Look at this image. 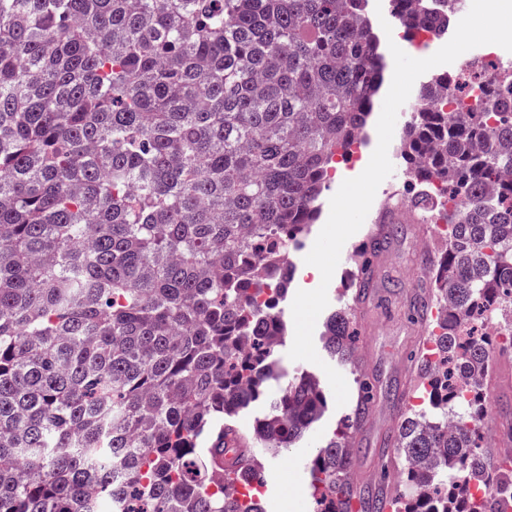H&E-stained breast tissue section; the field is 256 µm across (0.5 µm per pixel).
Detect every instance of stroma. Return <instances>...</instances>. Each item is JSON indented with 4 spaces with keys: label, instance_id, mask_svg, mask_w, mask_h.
Listing matches in <instances>:
<instances>
[{
    "label": "stroma",
    "instance_id": "1",
    "mask_svg": "<svg viewBox=\"0 0 512 512\" xmlns=\"http://www.w3.org/2000/svg\"><path fill=\"white\" fill-rule=\"evenodd\" d=\"M411 104H404L397 117L394 134L388 149L393 173L376 193L362 227L342 248L340 262L328 286L329 310L342 308L350 300L351 280L358 270L359 250L375 227L386 204V191L403 193L408 182L400 154L404 127L411 115ZM378 136L375 126H368L365 143L358 153L340 161L336 175L321 198L322 207L316 225L302 240L299 249L290 251L289 259L295 267H302L326 223L329 201L343 180L358 176L366 167ZM448 247L444 236L434 233L431 225L423 222L400 224L397 235L380 254L374 267V288L368 302L355 312L353 320L356 336L355 350L346 362L331 358L324 348L323 323H316L313 342L323 361L339 369L344 376L349 398L345 405L328 404L323 417L293 448L271 455L258 453L264 474L271 488L265 503L267 512H312L311 473L309 457L315 448L323 446L333 435L345 416L350 415L361 397L360 380H367L372 388V406L364 422L353 431L351 446L353 464L349 470L351 484L361 492L374 496L388 495L400 498L403 487L399 481L402 459L387 439L401 422L412 399L419 392L422 377V358L426 352L428 323L418 321L410 308V301L419 291L428 273L424 259L443 253ZM488 415L485 426L496 432L497 439L487 446L486 457L495 460L502 448L512 445L508 432L512 431V353L494 352L491 356L486 381Z\"/></svg>",
    "mask_w": 512,
    "mask_h": 512
}]
</instances>
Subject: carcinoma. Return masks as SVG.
<instances>
[{
    "label": "carcinoma",
    "mask_w": 512,
    "mask_h": 512,
    "mask_svg": "<svg viewBox=\"0 0 512 512\" xmlns=\"http://www.w3.org/2000/svg\"><path fill=\"white\" fill-rule=\"evenodd\" d=\"M409 33L448 0H390ZM369 0H0V512H264L253 447L291 448L324 414L282 376L286 262L332 164L364 144L385 63ZM419 87L402 137L411 204L448 225L429 260L441 316L428 410L400 423L395 512H498L512 468L484 457L488 363L468 323L512 298V99L442 112ZM446 195H430V181ZM466 203L459 209L456 202ZM387 226L359 253L373 286ZM349 311L324 347L347 359ZM353 419L309 463L314 512H386L345 474ZM277 392V386H270L265 399L252 403L248 408L240 411L236 418V426L243 433L250 434L253 430L255 420L267 412L269 401L272 397L277 395Z\"/></svg>",
    "instance_id": "cac0c4a2"
}]
</instances>
